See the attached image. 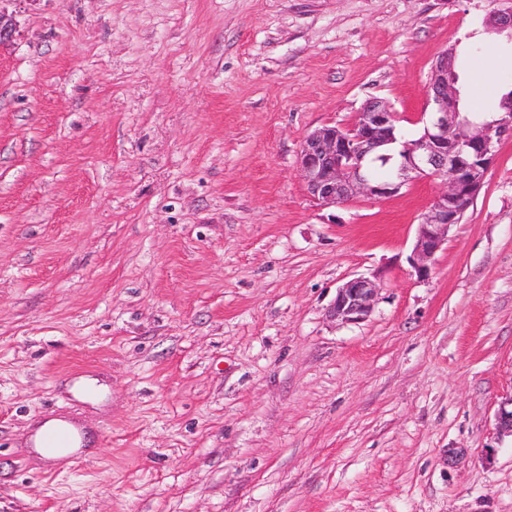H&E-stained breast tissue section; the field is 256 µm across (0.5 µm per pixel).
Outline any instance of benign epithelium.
Listing matches in <instances>:
<instances>
[{"label":"benign epithelium","instance_id":"benign-epithelium-1","mask_svg":"<svg viewBox=\"0 0 512 512\" xmlns=\"http://www.w3.org/2000/svg\"><path fill=\"white\" fill-rule=\"evenodd\" d=\"M486 24L489 31L512 39V9L490 12ZM454 61L455 56L445 50L432 65L427 84L432 110L420 138L398 142V114L388 102L373 97L350 127L323 126L311 132L298 157L309 197L322 206L359 196L390 198L417 179L439 181V190L418 224L411 258L421 281L430 278L433 257L473 204L500 145L512 137V103L489 121L476 122L460 112V89L451 76ZM377 161L390 165L388 180L374 177ZM378 295L374 280L354 276L337 288L330 317L343 323L364 321ZM497 425L500 432L512 435V396L501 402Z\"/></svg>","mask_w":512,"mask_h":512}]
</instances>
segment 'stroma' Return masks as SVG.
<instances>
[{
    "label": "stroma",
    "mask_w": 512,
    "mask_h": 512,
    "mask_svg": "<svg viewBox=\"0 0 512 512\" xmlns=\"http://www.w3.org/2000/svg\"><path fill=\"white\" fill-rule=\"evenodd\" d=\"M512 0H0V512H512V140L419 281L437 190L313 203L306 137L436 56L512 89ZM371 316H329L347 278ZM77 421L78 462L32 453ZM379 290L375 280L368 277L354 276L346 280L336 290L330 317L342 323L366 320L374 310Z\"/></svg>",
    "instance_id": "1"
}]
</instances>
